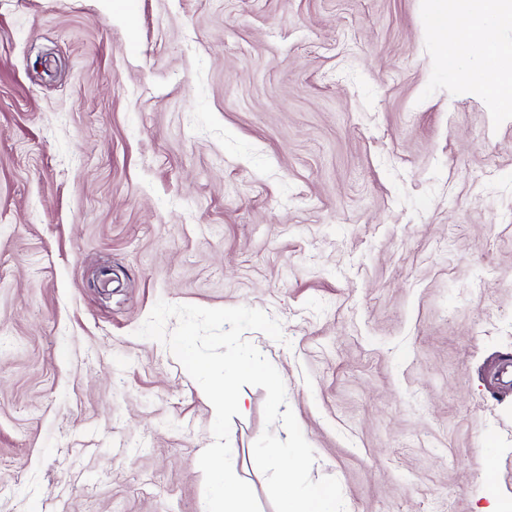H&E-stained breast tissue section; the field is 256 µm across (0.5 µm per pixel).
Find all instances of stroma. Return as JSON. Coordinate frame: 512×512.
Instances as JSON below:
<instances>
[{
	"instance_id": "obj_1",
	"label": "stroma",
	"mask_w": 512,
	"mask_h": 512,
	"mask_svg": "<svg viewBox=\"0 0 512 512\" xmlns=\"http://www.w3.org/2000/svg\"><path fill=\"white\" fill-rule=\"evenodd\" d=\"M440 52L424 0H0V512H203L160 300L280 321L244 338L345 512H502L512 113Z\"/></svg>"
}]
</instances>
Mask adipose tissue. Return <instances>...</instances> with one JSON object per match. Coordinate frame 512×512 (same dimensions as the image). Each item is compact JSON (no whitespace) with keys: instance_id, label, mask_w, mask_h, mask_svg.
I'll return each instance as SVG.
<instances>
[{"instance_id":"ef3b65f1","label":"adipose tissue","mask_w":512,"mask_h":512,"mask_svg":"<svg viewBox=\"0 0 512 512\" xmlns=\"http://www.w3.org/2000/svg\"><path fill=\"white\" fill-rule=\"evenodd\" d=\"M432 29L443 30L447 18L461 20L441 66L455 78L476 85L498 111L512 112V42L498 38L512 27V0H426Z\"/></svg>"}]
</instances>
